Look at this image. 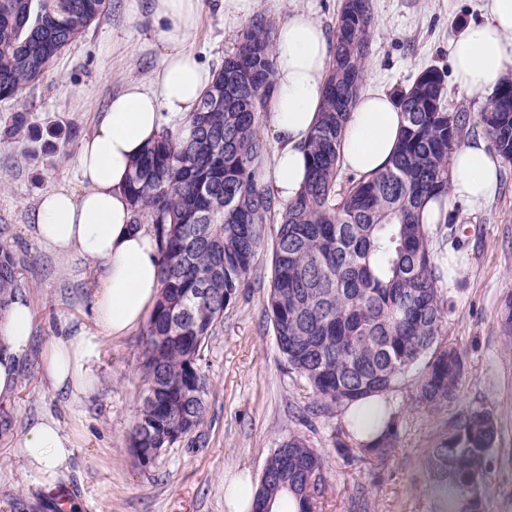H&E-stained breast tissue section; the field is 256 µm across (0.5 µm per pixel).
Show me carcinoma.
I'll use <instances>...</instances> for the list:
<instances>
[{
    "mask_svg": "<svg viewBox=\"0 0 512 512\" xmlns=\"http://www.w3.org/2000/svg\"><path fill=\"white\" fill-rule=\"evenodd\" d=\"M112 0H0V100L40 81L58 56L106 16ZM371 0H345L332 30L319 119L307 144L306 182L284 203L262 184L261 113L275 91V47L263 21L242 33L214 72L196 110L164 128L131 165L132 223L149 224L159 242L162 288L143 333L145 381L131 447L166 448L205 422L209 382L203 351L224 310L252 270L264 227L276 220L273 281L265 308L279 353L312 394L307 411L332 414L402 388L422 366L415 401L437 408L458 397L464 374L445 340L448 297L435 261L425 203L448 201L449 165L466 117L445 104V73L424 70L394 100L404 116L389 164L341 183L342 132L363 88L372 38ZM494 149L512 162V82L500 83L482 112ZM6 136L32 159L23 112ZM20 261L0 240V314L22 287ZM388 417L372 445L336 438L344 465H386L399 436ZM498 438L492 413L473 408L428 454L434 512H483L488 461ZM279 447L295 468L279 486L277 453L265 461L257 491L274 504L293 496L313 512L325 489V460L290 434Z\"/></svg>",
    "mask_w": 512,
    "mask_h": 512,
    "instance_id": "carcinoma-1",
    "label": "carcinoma"
}]
</instances>
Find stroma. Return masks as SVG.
Here are the masks:
<instances>
[{
    "mask_svg": "<svg viewBox=\"0 0 512 512\" xmlns=\"http://www.w3.org/2000/svg\"><path fill=\"white\" fill-rule=\"evenodd\" d=\"M342 0H255L250 14L230 0H199L198 22L188 47L208 69L233 53L254 19L277 28L303 10L332 30ZM374 27L365 89L394 93L429 67L446 74V104L467 114L468 136H483L481 113L490 92L462 88L452 75L451 50L464 28L485 18L484 0H372ZM163 26L152 0H112L111 11L67 48L40 82L21 98L0 101V228L21 259V295L32 306V345L23 358L19 387L6 403L13 427L0 435V512H56L48 491L35 487L16 445L28 425L51 416L77 440L62 487L78 512H227L229 484L260 477L270 453L291 434L304 436L326 460L327 491L317 512H350L364 497L367 512H432L427 452L451 430L455 415L481 407L498 423L490 457L485 512H512V346L499 326L500 308L512 295V162L500 165L494 198L481 207L460 202L456 238L445 241L440 262L455 258L458 270L442 281L450 310L446 339L459 350L464 377L457 399L435 410L418 407L414 378L390 396L401 412L396 450L387 466L367 460L345 466L334 450L344 426L340 413L303 417L309 401L289 373L265 314L272 281V242L265 227L252 271L204 350L202 368L211 393L206 423L191 436L142 464L129 444L144 381L139 370L141 334L101 338L91 310L100 288V266L63 257L34 233L40 197L65 187L80 192V142L95 128L112 95L128 77L153 85L164 52ZM26 113L54 148L38 160L24 158L3 132L14 113ZM80 328L100 337L90 368L94 391L80 399L55 392L44 371L46 345Z\"/></svg>",
    "mask_w": 512,
    "mask_h": 512,
    "instance_id": "obj_1",
    "label": "stroma"
}]
</instances>
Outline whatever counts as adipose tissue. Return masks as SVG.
Instances as JSON below:
<instances>
[{"mask_svg": "<svg viewBox=\"0 0 512 512\" xmlns=\"http://www.w3.org/2000/svg\"><path fill=\"white\" fill-rule=\"evenodd\" d=\"M198 0H154L164 20L165 46L154 88L127 79L78 149L84 182L80 194L65 189L45 193L36 211L37 238L58 254L99 263L101 286L92 311L101 337L116 339L137 330L158 299L159 244L148 225H134L125 191L131 162L164 124L183 122L212 82V73L187 47ZM485 21L469 24L452 49L458 83L472 91L491 90L512 62V0H486ZM275 92L270 102L274 185L282 201L293 199L308 170L305 144L316 124L327 78L329 41L323 27L296 11L279 25L274 39ZM403 117L385 92L360 94L346 125L341 151L344 169L369 175L382 170L396 150ZM500 160L484 140L461 144L450 161L453 195L480 206L498 185ZM32 309L15 298L0 314V399L11 398L19 365L31 347ZM98 338L76 331L49 342L45 370L51 388L71 397L89 394V360ZM20 457L40 488L56 485L69 473L76 441L59 421L44 417L23 434Z\"/></svg>", "mask_w": 512, "mask_h": 512, "instance_id": "adipose-tissue-1", "label": "adipose tissue"}]
</instances>
